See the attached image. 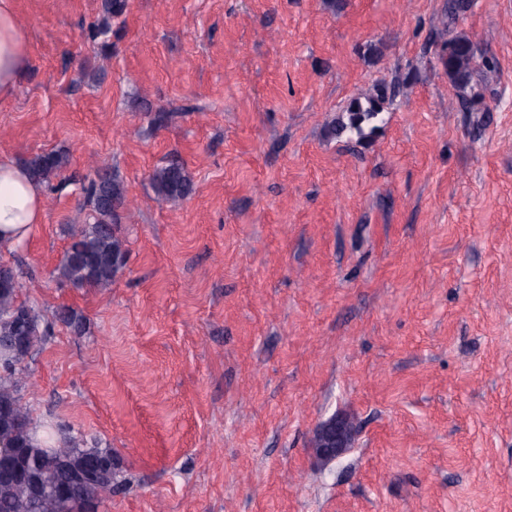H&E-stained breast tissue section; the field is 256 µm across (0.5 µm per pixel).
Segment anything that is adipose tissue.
Segmentation results:
<instances>
[{
	"mask_svg": "<svg viewBox=\"0 0 512 512\" xmlns=\"http://www.w3.org/2000/svg\"><path fill=\"white\" fill-rule=\"evenodd\" d=\"M28 63L25 31L13 0H0V98L12 95ZM43 196L24 166L0 160V246L22 243L40 224Z\"/></svg>",
	"mask_w": 512,
	"mask_h": 512,
	"instance_id": "1",
	"label": "adipose tissue"
}]
</instances>
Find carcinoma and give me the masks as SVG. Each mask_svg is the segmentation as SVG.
Segmentation results:
<instances>
[{"instance_id": "obj_1", "label": "carcinoma", "mask_w": 512, "mask_h": 512, "mask_svg": "<svg viewBox=\"0 0 512 512\" xmlns=\"http://www.w3.org/2000/svg\"><path fill=\"white\" fill-rule=\"evenodd\" d=\"M448 78L460 90L466 89L476 66L473 40L464 34L448 37L441 50ZM383 108L373 105L350 118L349 129L363 136V120ZM64 165L57 153L30 159L26 169L37 182H47ZM152 187L162 200L180 198L192 190L185 167L170 162L156 167L150 175ZM93 223L81 230L67 249L59 272L62 278L84 288H107L126 262L127 250L121 236V212L128 200L120 181L101 176L86 189ZM20 284L12 267L0 263V458L25 448L49 486L63 487L67 495L53 512H97L101 501L96 490L117 479V466L107 449L53 444L36 437L29 412L21 404L22 363L38 338L47 333L42 319L31 306L17 303ZM0 512H45L41 503L0 484Z\"/></svg>"}]
</instances>
